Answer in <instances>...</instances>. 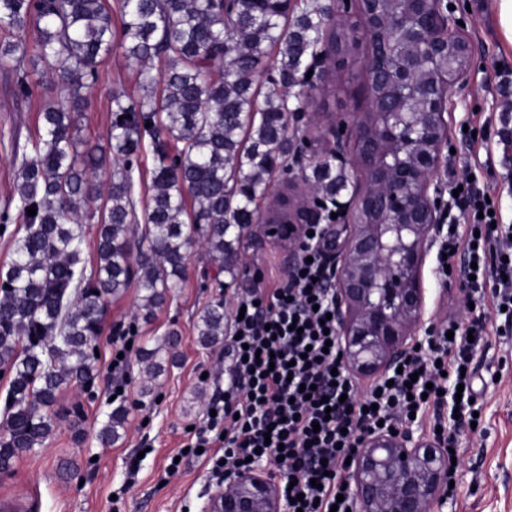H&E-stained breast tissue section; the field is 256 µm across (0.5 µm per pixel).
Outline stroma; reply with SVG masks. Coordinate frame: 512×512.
<instances>
[{
	"label": "stroma",
	"instance_id": "stroma-1",
	"mask_svg": "<svg viewBox=\"0 0 512 512\" xmlns=\"http://www.w3.org/2000/svg\"><path fill=\"white\" fill-rule=\"evenodd\" d=\"M447 2L478 52L469 83L454 92L449 103L452 153L439 178L471 176L488 186L498 206L496 233L501 236L512 231V145L501 144L498 137L502 122L512 123V81L503 82L499 68L512 69V39L501 23L497 0ZM366 51L362 42L349 46L332 65L328 79L318 84L306 116L308 137H315L329 117L368 111L360 65ZM118 86L135 90L136 70L116 53L103 63L80 121L85 146H106L111 124L108 94ZM38 108L35 99L14 108L0 88V128L14 127L20 139L35 136ZM464 127L475 131V138L462 139ZM287 250L283 243L261 250L241 244L238 271L224 275L219 290L205 287L208 256L203 247H195L182 287L147 321L138 315L136 289L110 298L96 343L94 383L66 388L58 396L59 408H75L82 415L83 440L75 441L69 421H60L42 448L22 455L9 470H0V496L34 494L38 512H202L216 488L206 459L185 456L177 475L166 474L170 457L204 425L209 403L227 379L228 342L200 345L195 324L200 310L215 297H223L225 320L230 323L243 298L277 287L288 268ZM437 253V248H430L421 269L426 322L438 326L453 319L466 326L479 318L487 325L472 361L477 425L456 418L455 403L449 399L427 406L419 415L425 430H432L437 421L445 425L456 448L455 492L443 512H512V327L492 304L469 308L466 282L455 273L440 275ZM131 326L136 337L119 376L126 394L117 402L127 410L126 423L121 439L106 446L97 431L117 404L106 376L113 336ZM172 329L180 334L178 362L156 379L152 395L142 396L138 352L164 347Z\"/></svg>",
	"mask_w": 512,
	"mask_h": 512
}]
</instances>
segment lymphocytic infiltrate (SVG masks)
Segmentation results:
<instances>
[{
  "mask_svg": "<svg viewBox=\"0 0 512 512\" xmlns=\"http://www.w3.org/2000/svg\"><path fill=\"white\" fill-rule=\"evenodd\" d=\"M487 189L463 182L448 199L471 233L449 232L439 251L446 265L467 279L471 303L492 297L495 308L512 313V239L493 234ZM321 225L306 236L293 266L263 299H243L244 317L235 321L231 340L232 371L224 390L211 401L207 424L196 432L190 450L208 451L217 478L264 461H274L287 512H349V486L338 480L358 440L359 430L409 420L422 405L428 384L450 375L463 385L460 410L471 407L469 377L475 341L485 333L482 320L463 328L446 323L437 334L433 355H412L389 381L359 394L340 367L330 314L328 281L331 260L319 247ZM312 388L311 395L300 385Z\"/></svg>",
  "mask_w": 512,
  "mask_h": 512,
  "instance_id": "f902f5d3",
  "label": "lymphocytic infiltrate"
}]
</instances>
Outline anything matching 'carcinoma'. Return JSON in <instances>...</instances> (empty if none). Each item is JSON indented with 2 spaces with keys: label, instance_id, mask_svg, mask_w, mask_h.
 <instances>
[{
  "label": "carcinoma",
  "instance_id": "cac0c4a2",
  "mask_svg": "<svg viewBox=\"0 0 512 512\" xmlns=\"http://www.w3.org/2000/svg\"><path fill=\"white\" fill-rule=\"evenodd\" d=\"M408 8L378 0L372 20ZM335 0H0V71L15 99L42 97L38 132L9 135L17 168L0 227L20 222L14 258L0 269V372L9 413L0 424V470L41 448L57 428L58 395L95 376L92 360L109 299L130 288L147 319L181 286L192 249L206 247L215 276L234 273L236 245L257 219V201L303 148L286 114L307 110L303 80L324 40L343 50L347 27ZM119 49L137 65L139 93H112L108 150L82 148L80 120L102 61ZM276 75L265 83L260 70ZM52 83L54 95H42ZM366 96L393 112H415L384 83ZM151 150L150 197L137 211L135 175ZM322 154L305 176L318 196L351 186ZM36 206V215L27 210ZM82 224L97 226L96 264L81 259ZM203 346L224 339V300L196 323ZM160 349L140 356L142 393L166 371ZM126 409L98 431L118 441Z\"/></svg>",
  "mask_w": 512,
  "mask_h": 512
}]
</instances>
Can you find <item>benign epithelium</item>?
<instances>
[{
  "label": "benign epithelium",
  "instance_id": "7a95c632",
  "mask_svg": "<svg viewBox=\"0 0 512 512\" xmlns=\"http://www.w3.org/2000/svg\"><path fill=\"white\" fill-rule=\"evenodd\" d=\"M374 0H348L359 22L349 38L363 37L372 46L385 32L371 24L368 5ZM390 27L410 33L415 51L378 71L373 50L363 61L366 80L382 75L399 96H415V73L434 75L425 112H346L328 123L307 146L349 164L356 176L349 201L319 199L304 188L294 204L296 218L250 225L254 246L286 242L295 251L307 224L325 220L328 205L337 207L347 235L333 258L331 300L336 310L338 358L356 380L377 384L423 346L425 288L420 271L427 250L443 234L438 175L448 152V103L469 80L476 45L459 28L444 0H415V10L394 17ZM463 64L436 70L443 54ZM377 217L356 222L355 212ZM397 434H392V431ZM406 458H401V455ZM453 468L439 437L412 423L368 430L347 465L355 512H442L448 500ZM278 479L258 465L224 480L205 512H284Z\"/></svg>",
  "mask_w": 512,
  "mask_h": 512
}]
</instances>
